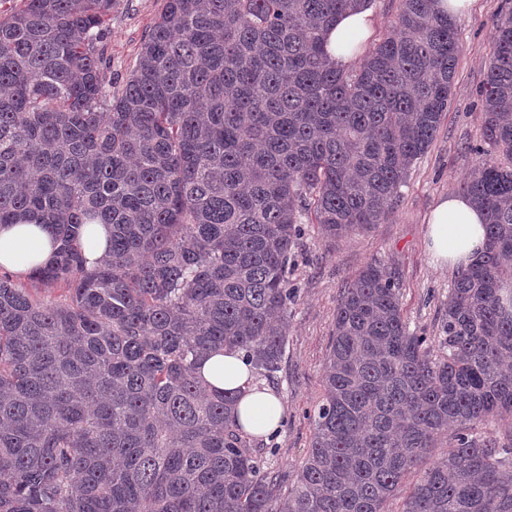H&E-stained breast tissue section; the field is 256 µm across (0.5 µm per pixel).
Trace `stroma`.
<instances>
[{
    "label": "stroma",
    "mask_w": 512,
    "mask_h": 512,
    "mask_svg": "<svg viewBox=\"0 0 512 512\" xmlns=\"http://www.w3.org/2000/svg\"><path fill=\"white\" fill-rule=\"evenodd\" d=\"M164 0H113L98 46L103 76L120 90ZM512 12V0H475L458 21L460 54L448 111L427 152L412 165L401 196L382 223L330 238L309 224L291 276L298 290L288 322V343L272 387L283 403L280 430L265 440L269 462L294 479L313 434L312 416L323 393L324 364L342 289L367 264L395 270L400 300L412 331L438 335L453 270L435 266L428 251L427 218L439 199L458 191L487 150L481 90L493 59V18Z\"/></svg>",
    "instance_id": "1"
}]
</instances>
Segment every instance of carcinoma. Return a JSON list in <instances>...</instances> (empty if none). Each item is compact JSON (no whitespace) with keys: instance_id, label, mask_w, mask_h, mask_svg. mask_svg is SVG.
Masks as SVG:
<instances>
[{"instance_id":"carcinoma-1","label":"carcinoma","mask_w":512,"mask_h":512,"mask_svg":"<svg viewBox=\"0 0 512 512\" xmlns=\"http://www.w3.org/2000/svg\"><path fill=\"white\" fill-rule=\"evenodd\" d=\"M365 2L165 0L118 92L96 48L112 0L0 17V225L58 244L27 283L0 274V512H385L416 469L401 512H512V433L488 429L512 414V167L482 159L460 184L488 244L439 335L408 329L380 264L343 288L288 488L236 422L240 391L199 374L230 347L273 377L303 225L381 223L440 128L457 21L403 0L338 68L326 32ZM482 97L484 141L512 156L511 13ZM84 224L112 225L91 267Z\"/></svg>"}]
</instances>
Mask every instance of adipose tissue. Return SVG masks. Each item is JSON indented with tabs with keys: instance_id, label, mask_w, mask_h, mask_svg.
<instances>
[{
	"instance_id": "adipose-tissue-1",
	"label": "adipose tissue",
	"mask_w": 512,
	"mask_h": 512,
	"mask_svg": "<svg viewBox=\"0 0 512 512\" xmlns=\"http://www.w3.org/2000/svg\"><path fill=\"white\" fill-rule=\"evenodd\" d=\"M373 14L359 7L343 13L326 36L331 62L350 65L362 52L370 37ZM486 217L467 196L452 193L443 197L430 213L427 224L429 250L436 263L467 266L479 259L487 247ZM55 257L52 237L38 224L0 226V268L27 278L48 265ZM252 365L243 352L225 350L202 363L201 375L213 388L240 391L238 418L254 434L270 436L279 427L283 406L271 389L247 387Z\"/></svg>"
}]
</instances>
